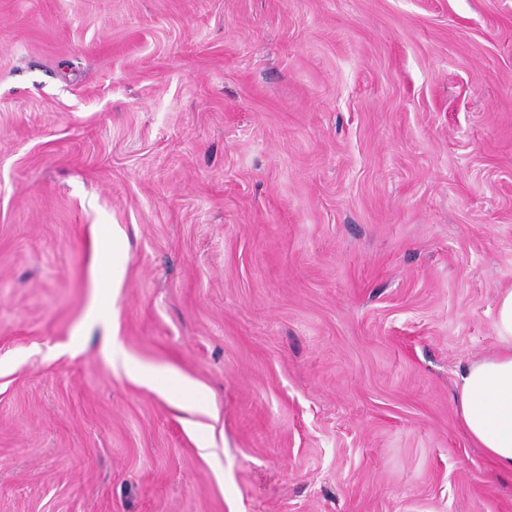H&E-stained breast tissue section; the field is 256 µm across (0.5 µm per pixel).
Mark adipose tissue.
<instances>
[{"instance_id": "adipose-tissue-1", "label": "adipose tissue", "mask_w": 512, "mask_h": 512, "mask_svg": "<svg viewBox=\"0 0 512 512\" xmlns=\"http://www.w3.org/2000/svg\"><path fill=\"white\" fill-rule=\"evenodd\" d=\"M494 326L498 348L464 368L456 404L471 442L512 477V289L497 298Z\"/></svg>"}]
</instances>
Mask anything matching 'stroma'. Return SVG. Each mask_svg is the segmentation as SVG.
I'll use <instances>...</instances> for the list:
<instances>
[{"mask_svg":"<svg viewBox=\"0 0 512 512\" xmlns=\"http://www.w3.org/2000/svg\"><path fill=\"white\" fill-rule=\"evenodd\" d=\"M509 288L512 0H0V512H512ZM494 326L498 348L464 368L456 404L471 442L512 477V289L497 298ZM110 355L112 359V363H116L117 361H121L135 376L143 380L146 384H153L156 376L158 375L157 371L152 368H145L140 366H132L127 362L123 349L118 341H112V346L110 348ZM169 390L178 394L186 404H193L196 401V389L190 381L174 371H168L166 375Z\"/></svg>","mask_w":512,"mask_h":512,"instance_id":"stroma-1","label":"stroma"}]
</instances>
